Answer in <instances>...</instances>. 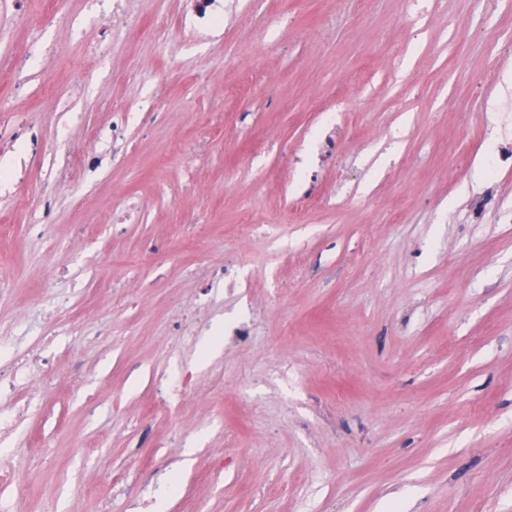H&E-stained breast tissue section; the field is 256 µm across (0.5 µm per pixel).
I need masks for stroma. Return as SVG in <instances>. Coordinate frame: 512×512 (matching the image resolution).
Listing matches in <instances>:
<instances>
[{"label": "stroma", "mask_w": 512, "mask_h": 512, "mask_svg": "<svg viewBox=\"0 0 512 512\" xmlns=\"http://www.w3.org/2000/svg\"><path fill=\"white\" fill-rule=\"evenodd\" d=\"M135 7L0 6V127L70 172L43 236L39 176L0 189V337L40 364L0 512H512V0Z\"/></svg>", "instance_id": "35a3bbf8"}]
</instances>
